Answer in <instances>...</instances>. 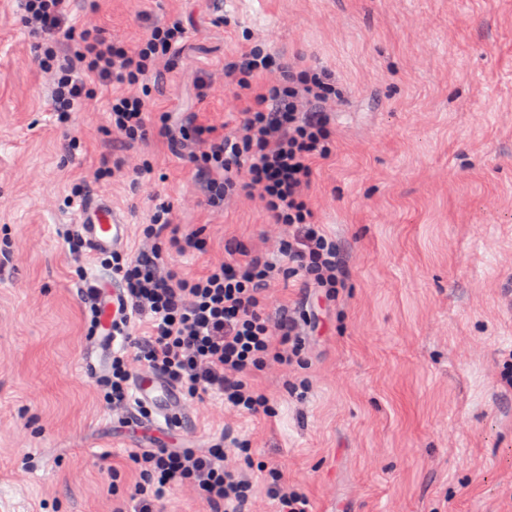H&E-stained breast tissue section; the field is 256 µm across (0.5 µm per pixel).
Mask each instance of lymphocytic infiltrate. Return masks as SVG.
Segmentation results:
<instances>
[{
    "mask_svg": "<svg viewBox=\"0 0 512 512\" xmlns=\"http://www.w3.org/2000/svg\"><path fill=\"white\" fill-rule=\"evenodd\" d=\"M72 0H18L21 21L32 34L35 62L53 83L52 110L61 126L99 93H106L109 131L122 143L156 136L192 163L200 205L211 210L226 198H257L271 224L283 227L277 242L281 262L237 246L224 261L199 276L163 267V243L203 251L199 232L180 233L166 198L151 199L152 216L135 256L112 252V273L123 285L130 314L145 318L149 332L132 351L113 356L96 381L101 401L124 409L133 371L147 368L178 385L187 399L219 394L225 405L246 414H270V399L256 392L252 377L268 367L290 368L317 325L280 302L275 283L300 278L304 287L335 299L345 285L346 259L318 224L305 197L313 160L332 153L326 104L336 96L330 74L295 70L288 60L248 51L224 67L225 80L241 90L244 107L234 131L198 124L193 112H151L147 85L160 65L184 47L188 28L181 16L151 24L134 45L103 36L91 23H69ZM247 443L236 437L210 448H149L133 452L138 480L117 512H161L168 490L191 492L210 512H247L266 496L278 512H309V500L285 490L281 466L267 467L260 481L236 466L247 460Z\"/></svg>",
    "mask_w": 512,
    "mask_h": 512,
    "instance_id": "1",
    "label": "lymphocytic infiltrate"
}]
</instances>
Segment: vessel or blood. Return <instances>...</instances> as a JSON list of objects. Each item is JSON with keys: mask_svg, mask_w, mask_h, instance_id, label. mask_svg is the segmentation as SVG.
<instances>
[{"mask_svg": "<svg viewBox=\"0 0 512 512\" xmlns=\"http://www.w3.org/2000/svg\"><path fill=\"white\" fill-rule=\"evenodd\" d=\"M76 222L89 249L108 252L121 246L128 226L112 210V201L104 195L82 198L76 208ZM102 294L95 306V329L85 351V366L92 374L105 372L118 342L117 329L127 315L123 294L116 277L98 280ZM133 389L136 403L150 406V423L160 433L178 432L189 417L188 405L177 386L161 375L135 376Z\"/></svg>", "mask_w": 512, "mask_h": 512, "instance_id": "b4317fda", "label": "vessel or blood"}]
</instances>
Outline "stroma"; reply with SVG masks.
<instances>
[{
	"label": "stroma",
	"mask_w": 512,
	"mask_h": 512,
	"mask_svg": "<svg viewBox=\"0 0 512 512\" xmlns=\"http://www.w3.org/2000/svg\"><path fill=\"white\" fill-rule=\"evenodd\" d=\"M72 13L132 45L144 14L187 16L191 38L151 101L232 129L241 109L224 65L250 49L327 68L333 154L312 166L307 199L348 264L347 286L316 303L299 280L279 299L319 305L321 328L291 377L252 379L274 413L240 414L213 394L188 406L196 448L247 439L281 464L310 512H512V0H74ZM219 84L196 96L200 74ZM15 0H0V512H114L138 480L143 426L107 408L87 373L81 292L98 264L75 258L69 195L111 198L136 251L149 199L202 231L204 252L165 247L169 268L203 274L241 243L274 254L258 200L201 206L193 167L165 140L114 149L102 100L75 113V154L51 111ZM149 159L151 178L98 182L103 159ZM121 469L113 484V469Z\"/></svg>",
	"instance_id": "stroma-1"
}]
</instances>
